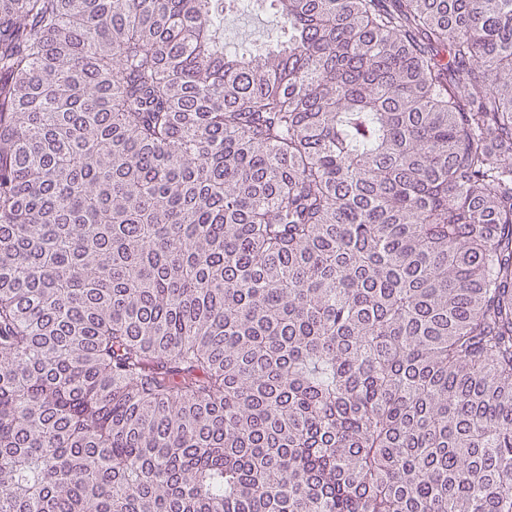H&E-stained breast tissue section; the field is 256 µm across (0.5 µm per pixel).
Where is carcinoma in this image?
Masks as SVG:
<instances>
[{
  "instance_id": "obj_1",
  "label": "carcinoma",
  "mask_w": 512,
  "mask_h": 512,
  "mask_svg": "<svg viewBox=\"0 0 512 512\" xmlns=\"http://www.w3.org/2000/svg\"><path fill=\"white\" fill-rule=\"evenodd\" d=\"M0 0V512H512V0ZM266 1L267 8L263 10L225 11L224 42L261 45L270 41L279 32V18L269 4L271 0Z\"/></svg>"
}]
</instances>
